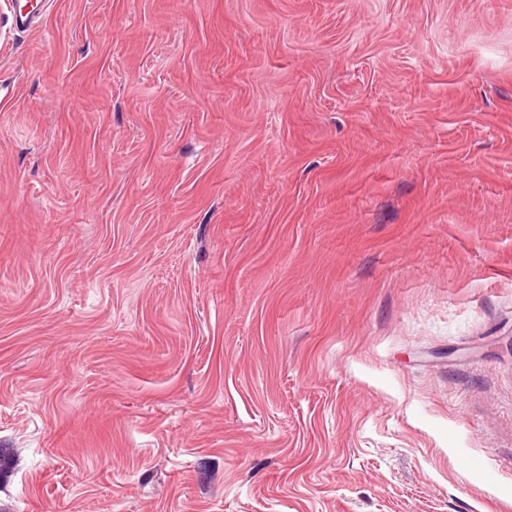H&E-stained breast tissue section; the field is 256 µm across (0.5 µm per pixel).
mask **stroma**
Instances as JSON below:
<instances>
[{
    "label": "stroma",
    "mask_w": 512,
    "mask_h": 512,
    "mask_svg": "<svg viewBox=\"0 0 512 512\" xmlns=\"http://www.w3.org/2000/svg\"><path fill=\"white\" fill-rule=\"evenodd\" d=\"M0 0V512H512V0Z\"/></svg>",
    "instance_id": "35a3bbf8"
}]
</instances>
